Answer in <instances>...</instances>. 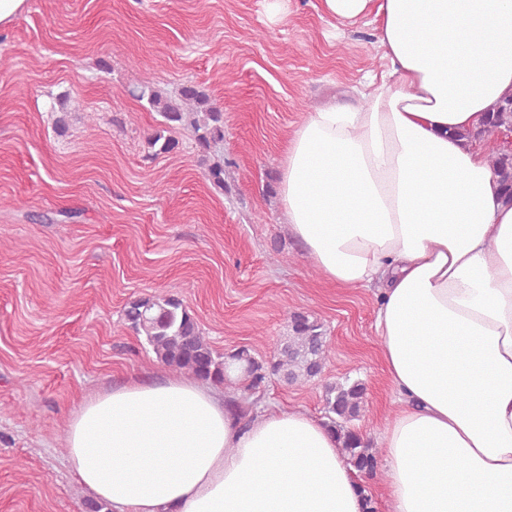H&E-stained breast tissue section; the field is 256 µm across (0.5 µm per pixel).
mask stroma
I'll return each instance as SVG.
<instances>
[{
	"label": "stroma",
	"instance_id": "35a3bbf8",
	"mask_svg": "<svg viewBox=\"0 0 512 512\" xmlns=\"http://www.w3.org/2000/svg\"><path fill=\"white\" fill-rule=\"evenodd\" d=\"M318 0H27L0 29V512H85L65 429L99 392L168 368L123 320L175 296L218 351L268 356L299 311L321 321V379H271L261 403L322 417L323 385L366 386L354 426L379 441L396 407L367 288L326 281L279 201L306 113L357 107L381 71L374 29L331 38ZM194 82L224 113V189L189 132L153 155L160 116L131 89ZM62 106L67 137L52 128Z\"/></svg>",
	"mask_w": 512,
	"mask_h": 512
}]
</instances>
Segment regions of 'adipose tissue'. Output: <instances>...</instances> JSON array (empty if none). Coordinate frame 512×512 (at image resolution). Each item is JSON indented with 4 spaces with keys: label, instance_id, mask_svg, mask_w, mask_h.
Returning a JSON list of instances; mask_svg holds the SVG:
<instances>
[{
    "label": "adipose tissue",
    "instance_id": "1",
    "mask_svg": "<svg viewBox=\"0 0 512 512\" xmlns=\"http://www.w3.org/2000/svg\"><path fill=\"white\" fill-rule=\"evenodd\" d=\"M374 24L363 107L308 113L280 195L324 278L375 287L398 409L381 436L390 512H512V206L459 139L512 94V0H320ZM68 467L111 512H364L362 479L300 410L234 417L179 376L85 402Z\"/></svg>",
    "mask_w": 512,
    "mask_h": 512
}]
</instances>
